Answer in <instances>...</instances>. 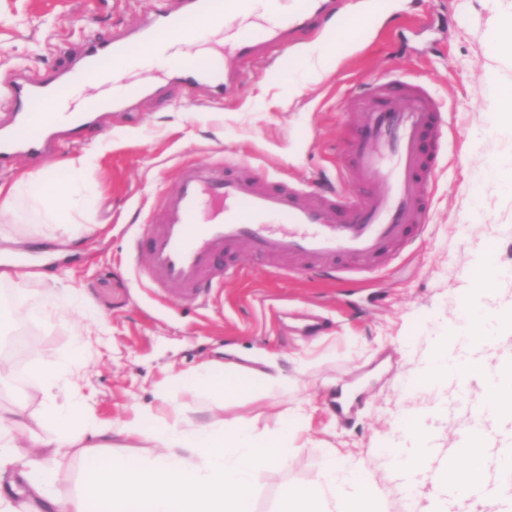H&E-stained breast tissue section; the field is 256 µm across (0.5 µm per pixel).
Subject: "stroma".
I'll list each match as a JSON object with an SVG mask.
<instances>
[{
	"label": "stroma",
	"instance_id": "1",
	"mask_svg": "<svg viewBox=\"0 0 512 512\" xmlns=\"http://www.w3.org/2000/svg\"><path fill=\"white\" fill-rule=\"evenodd\" d=\"M147 0H0V78L38 80L55 70L62 47L112 36L143 19ZM490 0H340L325 28L278 39L257 60L225 56L233 35L198 33L197 49L236 71L240 91L214 102L207 84L172 83V63L134 60L126 80L145 91L133 108L100 113L83 143H60L52 163L18 159L0 182L27 175L57 180L70 159L86 158V198L76 219L95 232L55 255L45 223L28 198L0 211V228L29 237L16 258L41 277L26 285L69 298L50 317L29 318L36 344L22 367H61L60 403L80 401L94 419L120 426L135 413L160 415L173 400L203 416L276 429L298 412L303 446L286 467L261 471L252 512H278L283 485L322 481L332 455L365 467L381 512H424L429 480L405 497L387 464L396 425L410 413L427 417L430 446L443 460L454 431L472 421L470 405L438 384L416 380L439 344L463 342L457 323L467 303L481 311L512 305V129L490 110L497 87L512 82V57L490 25ZM402 70L427 87L450 119L433 136L443 146L431 190L425 234L374 269L343 267L346 286L298 274L288 257L261 259L246 249L226 256L236 277L187 303L155 287L136 268L133 241L154 216L177 171L192 161L224 160L258 175L313 189L341 180L345 147L367 85ZM495 247L494 286L473 292L483 242ZM204 363L222 371L254 368L288 375L287 391L214 404L191 381ZM358 393L339 420L333 403L342 386ZM42 383L26 375L13 386L0 376V405H21L24 424L39 423Z\"/></svg>",
	"mask_w": 512,
	"mask_h": 512
}]
</instances>
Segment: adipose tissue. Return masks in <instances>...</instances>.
Here are the masks:
<instances>
[{"instance_id": "adipose-tissue-1", "label": "adipose tissue", "mask_w": 512, "mask_h": 512, "mask_svg": "<svg viewBox=\"0 0 512 512\" xmlns=\"http://www.w3.org/2000/svg\"><path fill=\"white\" fill-rule=\"evenodd\" d=\"M83 174L84 162L76 158L67 163L63 179L50 187H29L22 176L13 183L0 184V200L9 202L25 194L38 206L44 198H53L44 217L61 223L62 232L53 242L62 252L88 232L86 225L66 220L72 210L73 188ZM33 373L45 389L41 421L53 428L54 437L44 442L28 440V447H45L58 463L78 453L92 460L98 449L111 447V426L94 421L79 404H57L52 389L58 369L38 366ZM193 381L218 404L265 395L288 385L287 377L278 371L217 373L205 365L196 371ZM187 413L186 406L172 403L161 422L144 414L126 422L120 430L122 450L107 462H92L82 475L79 491L70 497L53 495V470L34 462L21 474L27 492L18 502L10 498L17 483L5 482L4 476L21 446L15 436L20 423L0 419V512H248L257 472L285 464L289 452L299 446L300 427L294 413L270 435L257 434L243 422L221 419L188 427L184 424ZM399 429L407 445L392 449L390 457L409 490L415 477L429 468L428 439L422 417L404 419ZM281 504V512H379L360 472L348 469L339 459L329 463L324 482L286 486Z\"/></svg>"}]
</instances>
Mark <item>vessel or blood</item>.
<instances>
[{
    "label": "vessel or blood",
    "instance_id": "1",
    "mask_svg": "<svg viewBox=\"0 0 512 512\" xmlns=\"http://www.w3.org/2000/svg\"><path fill=\"white\" fill-rule=\"evenodd\" d=\"M254 0H180L177 8L150 7L137 29L101 38L88 36L65 54V63L40 81L16 74L0 81L13 113V141L0 144V171L17 155L45 164L54 153L57 100L78 78L114 76L124 54L145 40L170 49V35L190 32L191 22L222 21L237 35L235 57L256 55L282 34L322 27L336 9L332 0H307L303 10L290 0H263L265 28L252 27ZM176 80L190 87L209 81L217 99L235 88L206 59L182 65ZM356 132L349 140L342 176L355 194L302 193L260 179L251 171L225 172L214 164L189 163L178 171L160 211L143 225L140 246L147 273L180 298L200 301L213 282L236 276L224 252L245 244L257 257L287 256L303 268L330 271L334 262H384L421 235L429 222L428 190L437 174L425 152V136L447 118L423 85L396 77L360 99Z\"/></svg>",
    "mask_w": 512,
    "mask_h": 512
}]
</instances>
